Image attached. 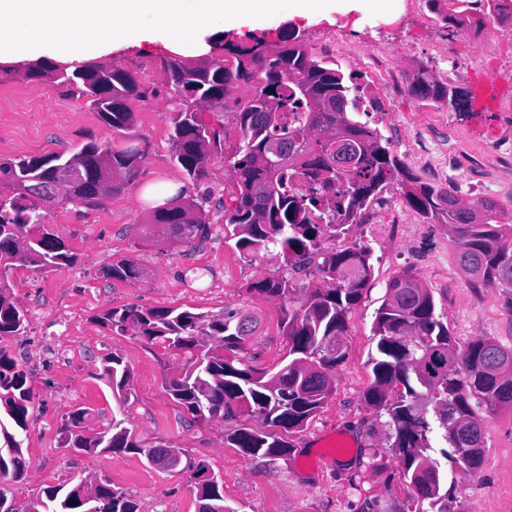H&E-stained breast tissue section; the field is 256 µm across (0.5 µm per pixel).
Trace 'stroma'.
Segmentation results:
<instances>
[{
	"label": "stroma",
	"instance_id": "stroma-1",
	"mask_svg": "<svg viewBox=\"0 0 512 512\" xmlns=\"http://www.w3.org/2000/svg\"><path fill=\"white\" fill-rule=\"evenodd\" d=\"M397 5L390 22L373 14L358 21L335 12L311 19L283 13L263 25L230 26L220 37L272 52L289 34L310 51L332 36L340 49L326 53V60L365 82L374 74L373 52L392 50L397 75L387 88L391 123L380 128L391 155L407 175L439 190L455 186L472 203L494 199L512 219V156L493 152L512 107V38L489 41L481 50L480 34L460 35L431 0H398ZM169 42L158 32L135 45L114 41L109 51L89 56L90 62L130 72L140 84L144 98L132 103L135 126L126 135L111 130L77 88L27 76V63L36 57L51 61V54L24 50L0 61V159L69 156L91 140L114 147L132 140L144 153L135 183L101 206L60 201L49 208V228L74 254L73 264L60 271L19 265L9 276L6 294L24 310L26 326L18 335L0 338V352L22 365L34 401L23 433L27 471L20 480L0 481V487L19 512H28L45 486L68 488L82 479L125 493L137 512H198L191 473L150 464L135 453L61 447L59 429L71 411L84 409L82 430L95 433L111 425L117 410L143 447L180 451L221 475L224 503L238 512H416L379 411L363 400L376 348L372 326L386 286L402 272H413L432 291L438 314L462 345L489 337L512 348V313L503 305L502 290L471 286L447 226L423 223L410 211L405 184L387 185L383 193L423 229L407 244L393 246L387 262H374L372 278L347 317L346 357L333 372L334 392L290 434L292 450L275 464L230 445L235 431L260 426L246 409L197 418L166 392L163 381L180 375L183 354L148 341L136 328L103 323L111 309L211 315L230 307L255 319L256 328L243 344L255 370L276 372L288 357L280 299L252 290L257 281L287 268L277 252L248 256L237 248L235 228L224 221V201L233 185L223 154L212 153L199 182L186 180L173 161L172 90L165 74L173 55ZM456 57L469 62L460 78L452 68ZM421 66L438 81L462 89L484 78L496 90L490 109L457 112L416 99L408 83ZM161 180L183 184L188 196L203 200L208 234L195 247L144 234L155 206L139 195ZM126 260L138 264L140 278L112 277V265ZM109 354L130 368V397L121 408L101 377V362ZM476 410L487 426L485 462L477 475H455L451 507L453 512H512V407L480 404Z\"/></svg>",
	"mask_w": 512,
	"mask_h": 512
}]
</instances>
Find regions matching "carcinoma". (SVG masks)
<instances>
[{
  "instance_id": "obj_1",
  "label": "carcinoma",
  "mask_w": 512,
  "mask_h": 512,
  "mask_svg": "<svg viewBox=\"0 0 512 512\" xmlns=\"http://www.w3.org/2000/svg\"><path fill=\"white\" fill-rule=\"evenodd\" d=\"M228 55L224 65L207 58L175 56L165 62L169 83L178 103L170 115L173 159L192 182L206 175L209 151H223V132L212 116L224 111L229 89L245 85L250 94L239 110L241 139L234 153L225 158L238 188L234 205H224V223L240 228L237 245L249 251L281 250L294 265L306 262L317 238L326 228H337L336 216L309 217L314 200L288 195V172L312 167L326 173L329 189L337 177L346 181L345 220L354 224L374 193L400 175L396 158L382 145V135L354 120L360 84L333 64L309 53L293 42L272 54L255 47L213 43ZM30 74L57 79L81 89L82 96L101 120L116 130L134 124L131 102L143 98L137 79L112 65L85 64L58 67L39 61L27 67ZM410 93L424 101L445 102L457 111L472 108L470 91L454 90L435 80L420 66L409 84ZM345 111H336V102ZM304 107L308 125H290L288 106ZM276 118L266 120L269 109ZM271 141L280 142L287 160L266 154ZM344 153L352 166L336 168V154ZM74 157L103 182L89 192L69 186L66 200L94 207L134 183L140 174L144 153L130 145L121 149L90 141ZM60 155L17 157L0 161V271L16 262L42 270L60 271L70 266L73 254L48 229L46 211L40 205L44 192L55 180ZM454 186L437 190L417 182L406 192L408 204L429 223L446 224L458 245V261L476 288L505 289L504 303L512 313V224L502 222L499 204L486 198L468 203L461 211L452 205ZM185 222L171 221L168 210L156 211L151 232L191 246L207 231L202 205L190 200L179 206ZM371 250H341L323 254L318 269L322 284L314 287L296 306L294 285L287 278L267 277L256 290L281 300L283 321L288 330V363L271 376H255V369L241 355L232 359L223 350L241 349L244 331L240 321L251 323L245 313L224 308L218 316L189 311L138 310L105 313V320L129 323L150 341L187 355L188 368L178 379L165 381L166 390L194 416L216 418L233 404H246L261 418L267 430L242 429L231 444L247 456H262L271 465L288 454L290 443L276 428L298 429L318 411L333 391L334 368L345 358L328 357L323 341L347 335V316L361 298L372 276ZM112 276L136 279L138 265L128 260L112 266ZM6 277L0 276V336L24 329L25 314L6 296ZM376 354L369 359L373 381L364 400L384 411L382 426L392 440L401 462L404 480L418 512H450L455 483L433 458L429 435L431 418L444 430L450 450L444 458L451 467L467 475L477 473L485 458L486 425L475 417L471 400L499 407L512 403V376L501 378L497 368L512 363V350L491 338H480L460 346L448 325L436 314L430 289L410 271L393 278L386 286L383 303L373 322ZM102 377L115 392L119 404L127 401L125 388L130 370L123 360L104 358ZM34 400L27 373L13 359L0 355V476L23 477L26 461L21 432L26 430L29 406ZM85 410L78 409L63 420L61 447L76 451L100 448L106 452H137L149 456L133 439L125 420L112 416V427L86 436L78 431ZM198 498L215 504L222 512H236L224 505L222 480L198 483ZM36 512H137L136 504L108 487L95 500L82 494L81 485L69 489L47 486L36 501Z\"/></svg>"
}]
</instances>
